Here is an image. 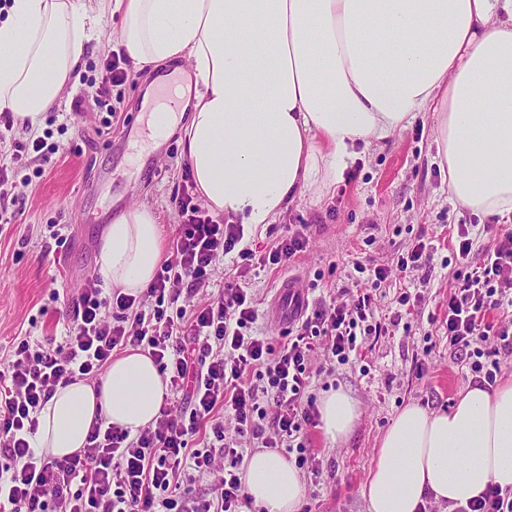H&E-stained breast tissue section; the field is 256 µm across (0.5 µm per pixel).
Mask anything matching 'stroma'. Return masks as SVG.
I'll return each instance as SVG.
<instances>
[{
	"instance_id": "obj_1",
	"label": "stroma",
	"mask_w": 512,
	"mask_h": 512,
	"mask_svg": "<svg viewBox=\"0 0 512 512\" xmlns=\"http://www.w3.org/2000/svg\"><path fill=\"white\" fill-rule=\"evenodd\" d=\"M119 18L103 16L84 43L83 62L69 82L59 107L47 113L37 128L14 124L0 143V165L10 166L14 207L12 223L0 226V358L14 338L62 341L77 314L81 288L94 280L101 233L106 224L133 203L160 216L165 243H172L176 220L173 198L189 188L188 162L180 133L171 134L160 151L144 150L125 126L134 131L146 124L141 99L146 72L133 73L112 89L111 127L103 112L74 108L76 99H92L103 74V61L118 51L112 33ZM42 136L58 145L56 161L42 177L30 163H15L16 144ZM433 117L423 112L407 128L361 152L334 193L322 201L303 195L291 202L275 223L253 231L249 244L267 251L287 225H305L309 244L287 271L261 270L252 277L258 301V325L272 344L284 342V326L273 321L271 302L284 273L298 276L309 304L348 302L373 292L377 309L388 312L401 289L420 301L408 318V328H396L367 340L356 365H335L325 372L324 353L314 354L315 371L309 392L322 397L331 389L346 392L357 404L359 418L343 441L329 440L321 428L307 432V446L317 456L319 471L300 473L302 504L311 512H368L363 494L378 442L406 405L445 410L473 377L448 348L445 317L453 270L449 257V227L473 225L469 263L481 261L497 231H512V215L493 216L492 231L477 226L476 216L448 200V174L434 160ZM111 172L100 181V172ZM68 227L65 247L50 250L53 225ZM432 247V260L414 273L397 269L401 253L417 240ZM389 269L380 288H372L359 266Z\"/></svg>"
}]
</instances>
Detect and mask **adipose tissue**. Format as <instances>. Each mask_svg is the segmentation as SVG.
<instances>
[{"label": "adipose tissue", "instance_id": "obj_1", "mask_svg": "<svg viewBox=\"0 0 512 512\" xmlns=\"http://www.w3.org/2000/svg\"><path fill=\"white\" fill-rule=\"evenodd\" d=\"M121 14L115 37L134 70L187 62L176 111L152 137L190 120L181 143L201 202L229 223H273L294 199L335 190L359 150L422 112L434 118L448 199L475 215L512 214V0H99ZM86 0H12L0 22V112L38 124L78 69L97 18ZM149 207L129 208L101 237L103 288L141 293L163 257ZM169 393L152 358L130 351L98 380L58 386L30 439L63 458L94 420L137 434ZM344 440L358 407L342 391L319 405ZM258 512H298L303 487L284 456L244 461ZM512 489V381L468 387L445 411L406 405L383 434L364 487L369 512L464 507L488 485Z\"/></svg>", "mask_w": 512, "mask_h": 512}]
</instances>
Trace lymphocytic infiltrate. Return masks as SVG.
<instances>
[{
  "instance_id": "lymphocytic-infiltrate-1",
  "label": "lymphocytic infiltrate",
  "mask_w": 512,
  "mask_h": 512,
  "mask_svg": "<svg viewBox=\"0 0 512 512\" xmlns=\"http://www.w3.org/2000/svg\"><path fill=\"white\" fill-rule=\"evenodd\" d=\"M173 204L172 255L143 292L131 296L88 283L63 342L18 338L0 360V512H240L250 501L237 470L243 451L226 442L225 417L263 447L295 452L298 469L315 468L305 436L319 419L308 392L312 354L320 350L329 362L349 364L363 338L386 335L412 309L405 291L386 323L376 319L369 293L349 305L321 302L273 347L257 333L245 277L255 266L288 264L306 249L304 232L281 236L259 255L243 246V225L225 223L193 194ZM232 253L239 259L236 281L195 305L194 297L211 287L216 263ZM446 330L454 355L492 389L499 350L512 347V232L495 235L482 263L455 271ZM128 348L147 351L188 412L162 406L155 424L134 435L97 421L83 450L62 459L37 455L29 439L56 387L97 376ZM263 396L275 403L274 417L260 407ZM204 426L210 441L193 447ZM220 458L229 459L230 469L209 493H199Z\"/></svg>"
}]
</instances>
